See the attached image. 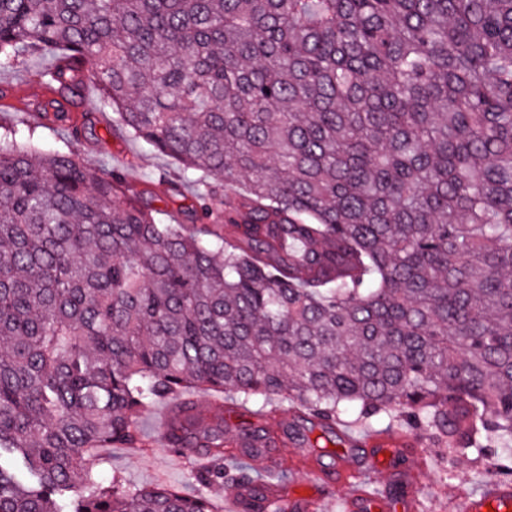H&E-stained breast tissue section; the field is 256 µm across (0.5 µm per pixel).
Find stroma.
Segmentation results:
<instances>
[{
  "label": "stroma",
  "instance_id": "35a3bbf8",
  "mask_svg": "<svg viewBox=\"0 0 512 512\" xmlns=\"http://www.w3.org/2000/svg\"><path fill=\"white\" fill-rule=\"evenodd\" d=\"M46 63V58L37 57L30 61L28 68L0 73V90L7 93L4 104L0 105L1 124L19 126L28 121L29 115L21 107L32 98L30 89L36 81L35 71ZM72 111L86 116L93 125L91 136L75 143V150L96 167L126 168L129 180L151 199L162 223H170L173 212L191 206L194 191L187 183L178 181L179 166L175 161L155 154L140 142L113 135L107 115L98 110L96 85L86 86L81 101ZM190 397L201 408L223 411L224 426L233 433L252 424L259 408L258 403L244 404L230 399L224 392L195 390ZM169 409V404L159 403L141 417L140 429L149 440L148 447L102 449L94 462L96 470L107 478L120 475L136 486L165 484L195 492L190 474L198 467V460L171 452L165 443ZM410 457L421 460L427 470L425 481L415 494L428 502L431 512H455L453 501L458 492H479L490 479L488 461H446L440 449L429 441L413 448Z\"/></svg>",
  "mask_w": 512,
  "mask_h": 512
}]
</instances>
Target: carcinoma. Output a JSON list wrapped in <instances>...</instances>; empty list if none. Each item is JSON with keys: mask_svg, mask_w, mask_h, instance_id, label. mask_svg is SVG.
Instances as JSON below:
<instances>
[{"mask_svg": "<svg viewBox=\"0 0 512 512\" xmlns=\"http://www.w3.org/2000/svg\"><path fill=\"white\" fill-rule=\"evenodd\" d=\"M30 52L78 98L93 60L112 130L201 176L162 224L123 169L0 134V512H212L259 482L190 389L512 460V0H0V69ZM167 399L197 494L104 481Z\"/></svg>", "mask_w": 512, "mask_h": 512, "instance_id": "cac0c4a2", "label": "carcinoma"}]
</instances>
